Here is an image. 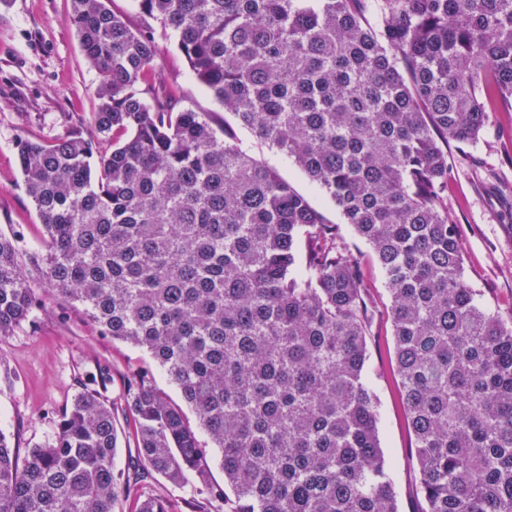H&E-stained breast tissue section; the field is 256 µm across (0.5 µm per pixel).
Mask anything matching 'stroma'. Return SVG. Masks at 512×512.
Returning <instances> with one entry per match:
<instances>
[{
  "label": "stroma",
  "instance_id": "obj_1",
  "mask_svg": "<svg viewBox=\"0 0 512 512\" xmlns=\"http://www.w3.org/2000/svg\"><path fill=\"white\" fill-rule=\"evenodd\" d=\"M109 6L132 27L152 30L159 46L157 78L182 106L208 113L215 127L223 128L227 113L195 82L175 39L143 16L136 0H110ZM70 11L71 0H0V234L18 236L25 252L40 248L43 227L22 184L17 140L95 138L91 116L98 76L68 22ZM236 133L259 163L276 170L327 221L339 225L362 262L375 307L367 375L380 403V442L402 512H417L421 495L394 374L390 301L372 251L295 164L246 129ZM510 139L512 112L494 111L476 145L465 152L448 148V213L461 234L466 275L486 305L502 311L512 309V164L501 152ZM41 302L31 321L0 338V430L23 454L52 438L62 410L83 387L93 386L100 370L111 375L104 395L118 407L125 379L153 365L144 351L101 336L65 301L45 296Z\"/></svg>",
  "mask_w": 512,
  "mask_h": 512
}]
</instances>
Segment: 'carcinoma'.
<instances>
[{"instance_id":"carcinoma-1","label":"carcinoma","mask_w":512,"mask_h":512,"mask_svg":"<svg viewBox=\"0 0 512 512\" xmlns=\"http://www.w3.org/2000/svg\"><path fill=\"white\" fill-rule=\"evenodd\" d=\"M138 2L373 250L419 512H512V308L480 303L448 216V144L474 145L492 109H512V0ZM69 23L100 75L101 149L16 142L43 246L0 234V337L37 308L35 279L147 352L184 406L148 371L127 380L138 465L124 471L96 389L22 461L0 432V512H173L136 490L189 473L224 512H401L366 373L374 304L338 225L234 132L176 108L151 32L107 0H72Z\"/></svg>"}]
</instances>
